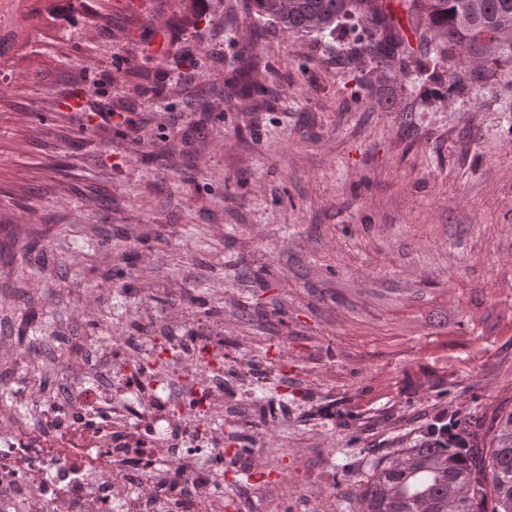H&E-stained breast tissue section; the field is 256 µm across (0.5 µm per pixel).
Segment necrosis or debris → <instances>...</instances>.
<instances>
[{
    "mask_svg": "<svg viewBox=\"0 0 512 512\" xmlns=\"http://www.w3.org/2000/svg\"><path fill=\"white\" fill-rule=\"evenodd\" d=\"M58 342L79 355L75 373L16 381L0 407V512H224L225 470L261 474L254 431L274 412L238 397L249 368L228 366L222 333L192 319L159 337ZM232 436L248 451L227 456Z\"/></svg>",
    "mask_w": 512,
    "mask_h": 512,
    "instance_id": "obj_1",
    "label": "necrosis or debris"
}]
</instances>
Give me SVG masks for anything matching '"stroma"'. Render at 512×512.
Returning <instances> with one entry per match:
<instances>
[{"mask_svg": "<svg viewBox=\"0 0 512 512\" xmlns=\"http://www.w3.org/2000/svg\"><path fill=\"white\" fill-rule=\"evenodd\" d=\"M411 49L378 82L357 31L291 36L245 0H92L23 21L0 83V374L31 340L185 315L248 360L241 394L288 512L438 419L492 447L512 412V68ZM161 19L162 30L144 23ZM457 83L449 92V83Z\"/></svg>", "mask_w": 512, "mask_h": 512, "instance_id": "stroma-1", "label": "stroma"}]
</instances>
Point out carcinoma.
<instances>
[{
	"label": "carcinoma",
	"mask_w": 512,
	"mask_h": 512,
	"mask_svg": "<svg viewBox=\"0 0 512 512\" xmlns=\"http://www.w3.org/2000/svg\"><path fill=\"white\" fill-rule=\"evenodd\" d=\"M27 0H0V59L15 48L14 25ZM421 38L452 53L464 52L480 66L482 79L501 65L512 66V0H404ZM249 15L289 35H334L343 20L366 21L354 53L356 67L371 61L383 67L407 52L406 37L382 3L372 0H246ZM461 444L448 447L442 431L429 427L411 448H398L372 464L356 482L358 512H512V415L494 448L472 447L466 420L449 418ZM493 502L492 510L487 503Z\"/></svg>",
	"instance_id": "carcinoma-1"
}]
</instances>
